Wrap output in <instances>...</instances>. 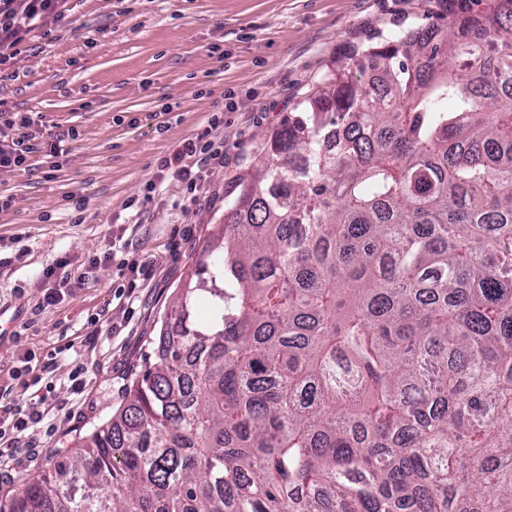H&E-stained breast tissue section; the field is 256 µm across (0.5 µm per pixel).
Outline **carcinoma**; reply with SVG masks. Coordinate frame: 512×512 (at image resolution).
Listing matches in <instances>:
<instances>
[{
    "mask_svg": "<svg viewBox=\"0 0 512 512\" xmlns=\"http://www.w3.org/2000/svg\"><path fill=\"white\" fill-rule=\"evenodd\" d=\"M479 2L266 136L124 405L0 512H512V0Z\"/></svg>",
    "mask_w": 512,
    "mask_h": 512,
    "instance_id": "1",
    "label": "carcinoma"
}]
</instances>
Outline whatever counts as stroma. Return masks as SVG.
<instances>
[{
  "label": "stroma",
  "instance_id": "obj_1",
  "mask_svg": "<svg viewBox=\"0 0 512 512\" xmlns=\"http://www.w3.org/2000/svg\"><path fill=\"white\" fill-rule=\"evenodd\" d=\"M458 0H69L71 23L52 42L33 38L0 79V103L39 114L37 141L76 128L58 170L43 154L0 171V302L21 306L16 339L0 350V385L19 405L54 361L51 403L38 431L41 454L11 461L0 498L44 474L76 436L122 403L154 353L176 288L206 256L224 218L231 180L252 164L265 135L302 109L369 37L420 23L444 25ZM211 128L224 145L195 203L169 179L140 218L125 205L156 180L158 162ZM70 280L43 278L59 258ZM151 267L132 301L120 300L117 266ZM61 298L48 305L49 289ZM29 371L16 375L24 354ZM82 367L87 385L68 379Z\"/></svg>",
  "mask_w": 512,
  "mask_h": 512
}]
</instances>
